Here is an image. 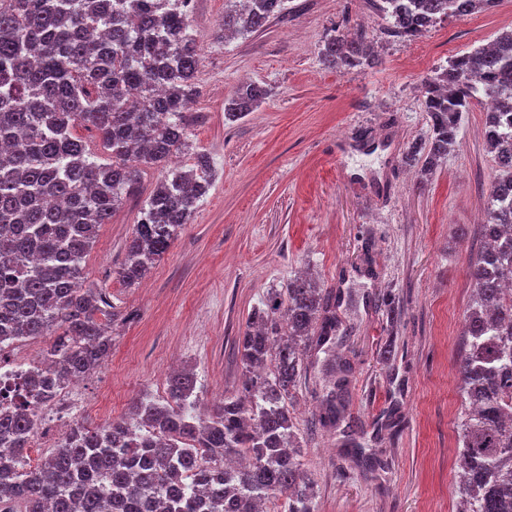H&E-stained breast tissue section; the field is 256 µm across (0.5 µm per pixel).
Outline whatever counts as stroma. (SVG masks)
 Returning a JSON list of instances; mask_svg holds the SVG:
<instances>
[{"label":"stroma","instance_id":"obj_1","mask_svg":"<svg viewBox=\"0 0 512 512\" xmlns=\"http://www.w3.org/2000/svg\"><path fill=\"white\" fill-rule=\"evenodd\" d=\"M223 16L224 0H194L190 24L202 62L186 116L194 150L215 167L212 186L138 285L117 271L159 171L144 169L139 196L100 226L83 285L105 293L119 315L109 359L81 380L85 407L76 418L100 426L140 398L161 399L168 371L180 366L196 373L201 408L234 394L249 312L305 272L352 295L336 308L350 333L346 417L367 429L356 450L343 446L340 432L315 427L329 383L310 369L293 415L318 512H456L469 254L497 176L483 101L465 114L433 174L403 156L428 137L426 79L511 29L512 0L440 19L411 38L391 34L376 0H288L286 13L261 31L226 39L217 36ZM356 32L372 47L373 67L322 63L328 39ZM244 81L270 94L227 122L225 100ZM386 292L397 318L378 303ZM106 396L108 414L98 409ZM360 452L376 454L384 469L363 468Z\"/></svg>","mask_w":512,"mask_h":512}]
</instances>
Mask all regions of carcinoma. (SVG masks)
<instances>
[{"instance_id":"1","label":"carcinoma","mask_w":512,"mask_h":512,"mask_svg":"<svg viewBox=\"0 0 512 512\" xmlns=\"http://www.w3.org/2000/svg\"><path fill=\"white\" fill-rule=\"evenodd\" d=\"M188 0H0V346L59 331L45 367L30 374L29 397L86 376L111 349L106 297L79 287L98 228L139 192L141 168L161 179L125 245L119 277L131 286L151 270L209 191L204 153L190 167L171 158L190 148L185 111L198 94L200 46ZM288 0H224L222 31L247 35L286 10ZM396 37H415L442 17L465 16L495 0H380ZM363 36L329 39L324 64H371ZM268 95L235 87L224 116L235 120ZM485 96L484 135L498 176L470 258L473 295L459 355L465 408L459 425L458 512H512V31L448 61L426 81L427 142L406 159L432 170L455 146L463 114ZM83 127L112 157L101 165ZM335 296L306 274L252 309L238 338L244 380L237 393L198 412L194 374L167 381L166 400L142 398L103 426L75 422L41 465L23 464L35 409L0 414V512H316L302 467L291 407L309 362L340 374ZM104 316L106 321L99 320ZM324 425L344 400L331 387ZM202 484L201 498L193 484Z\"/></svg>"}]
</instances>
